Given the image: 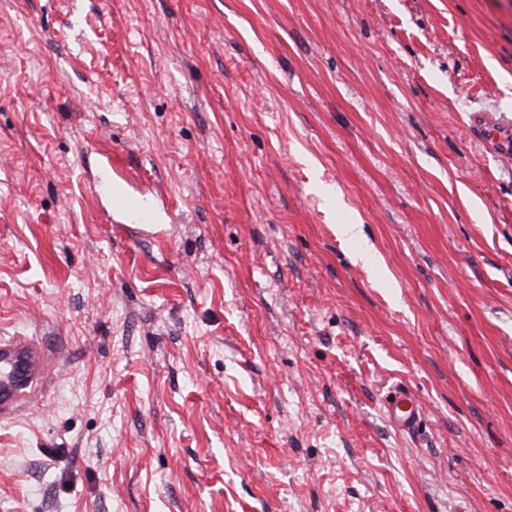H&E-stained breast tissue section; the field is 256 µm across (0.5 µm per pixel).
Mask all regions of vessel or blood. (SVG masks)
I'll list each match as a JSON object with an SVG mask.
<instances>
[{"label": "vessel or blood", "instance_id": "1", "mask_svg": "<svg viewBox=\"0 0 512 512\" xmlns=\"http://www.w3.org/2000/svg\"><path fill=\"white\" fill-rule=\"evenodd\" d=\"M471 132L501 161L512 160L511 127L492 117L479 115L471 122ZM98 190L116 196L123 210L137 216L141 223L154 221L153 212L144 208L139 198L115 195L111 183L105 181L99 182ZM58 361L56 350L32 337H0V418H12L16 408L27 399L32 389L43 382L48 366ZM389 413L401 427L407 428L418 416V405L414 398L403 394L392 403Z\"/></svg>", "mask_w": 512, "mask_h": 512}]
</instances>
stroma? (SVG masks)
Here are the masks:
<instances>
[{
    "instance_id": "35a3bbf8",
    "label": "stroma",
    "mask_w": 512,
    "mask_h": 512,
    "mask_svg": "<svg viewBox=\"0 0 512 512\" xmlns=\"http://www.w3.org/2000/svg\"><path fill=\"white\" fill-rule=\"evenodd\" d=\"M506 73L512 0H0V512H512ZM472 134L483 141L488 149L501 161L510 164L512 156V128L492 117L479 115L471 122ZM98 190L99 192L108 196H112L113 193H115L117 196L118 204L123 208V210L129 214L137 216L141 223L150 224L154 221V213L144 208L139 198L129 195H121L120 193L114 191L111 183L105 181L99 182ZM59 362L56 350L29 336L0 337V417L11 419L49 365ZM393 419L403 428H409L418 416V404L409 395L398 396L388 408Z\"/></svg>"
}]
</instances>
